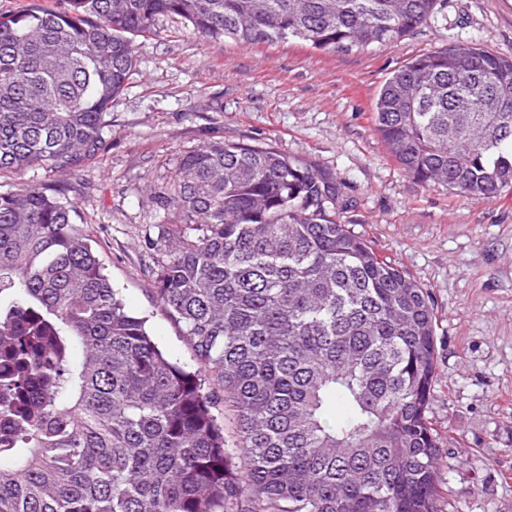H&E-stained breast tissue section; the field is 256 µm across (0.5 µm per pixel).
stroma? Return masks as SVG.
<instances>
[{
	"label": "stroma",
	"instance_id": "1",
	"mask_svg": "<svg viewBox=\"0 0 512 512\" xmlns=\"http://www.w3.org/2000/svg\"><path fill=\"white\" fill-rule=\"evenodd\" d=\"M133 39L137 63L106 116L105 145L72 173L34 169L88 224L127 310L187 370L182 326L157 300L168 239L183 215L156 195L197 146L267 144L344 185L336 218L426 288L437 318L429 416L441 438L443 512H512V194L463 197L403 170L374 128L385 80L412 57L473 40L512 57V0H445L404 37L351 53L296 42L241 47L174 17Z\"/></svg>",
	"mask_w": 512,
	"mask_h": 512
}]
</instances>
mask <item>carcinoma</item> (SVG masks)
I'll list each match as a JSON object with an SVG mask.
<instances>
[{
  "instance_id": "1",
  "label": "carcinoma",
  "mask_w": 512,
  "mask_h": 512,
  "mask_svg": "<svg viewBox=\"0 0 512 512\" xmlns=\"http://www.w3.org/2000/svg\"><path fill=\"white\" fill-rule=\"evenodd\" d=\"M0 16V174L77 169L136 65L131 36L176 16L241 46L389 44L441 0H66ZM375 130L414 178L512 191V58L456 41L395 70ZM342 184L269 145L209 141L158 194L187 217L156 293L199 367L125 308L76 207L0 192V512H441L427 289L336 221ZM81 356L73 357L74 350ZM224 388L229 449L202 377Z\"/></svg>"
}]
</instances>
